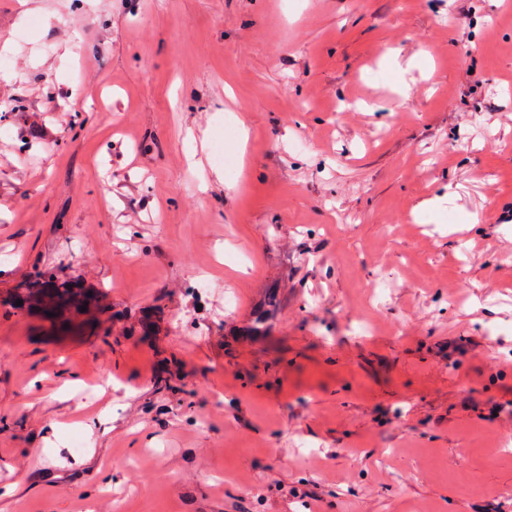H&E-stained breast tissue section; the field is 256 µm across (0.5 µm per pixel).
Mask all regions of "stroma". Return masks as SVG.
<instances>
[{
  "instance_id": "1",
  "label": "stroma",
  "mask_w": 512,
  "mask_h": 512,
  "mask_svg": "<svg viewBox=\"0 0 512 512\" xmlns=\"http://www.w3.org/2000/svg\"><path fill=\"white\" fill-rule=\"evenodd\" d=\"M472 3L468 54L448 0H0V512H512V0ZM40 272L81 332L12 306ZM279 302H276L275 293H271L254 310L251 319L243 326H232L228 336H247L251 339H260L268 336Z\"/></svg>"
}]
</instances>
